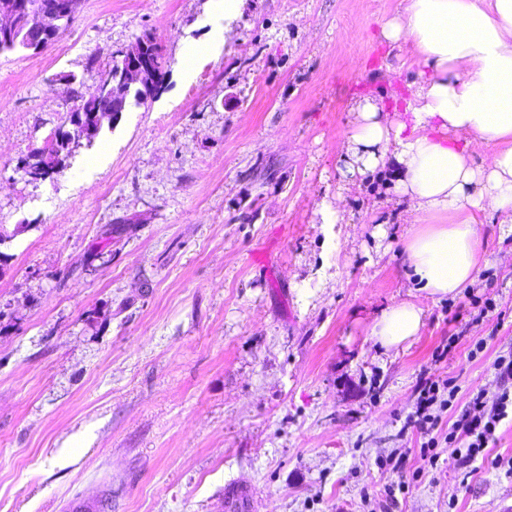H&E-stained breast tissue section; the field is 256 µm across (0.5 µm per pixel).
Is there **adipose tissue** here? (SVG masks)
Here are the masks:
<instances>
[{
    "label": "adipose tissue",
    "instance_id": "1",
    "mask_svg": "<svg viewBox=\"0 0 512 512\" xmlns=\"http://www.w3.org/2000/svg\"><path fill=\"white\" fill-rule=\"evenodd\" d=\"M382 36L411 46L431 73L410 84L404 111L356 102L345 173L394 168L396 192L432 219L408 236V266L430 297H454L480 271L477 214L499 216L512 233V0H404ZM472 137L495 147L486 166L471 162ZM422 325V308L404 301L370 334L391 349Z\"/></svg>",
    "mask_w": 512,
    "mask_h": 512
}]
</instances>
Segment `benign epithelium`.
Segmentation results:
<instances>
[{
	"label": "benign epithelium",
	"mask_w": 512,
	"mask_h": 512,
	"mask_svg": "<svg viewBox=\"0 0 512 512\" xmlns=\"http://www.w3.org/2000/svg\"><path fill=\"white\" fill-rule=\"evenodd\" d=\"M76 0H39L34 5L26 0H0V47L10 46L15 41L17 18L20 12H26V33L30 43L43 47L73 17ZM159 47L154 45L153 37L145 33L136 38L128 47L114 55V69L101 75L97 91L92 99L100 98L104 93L121 100L133 84H139L135 97L145 102L155 96L162 85L158 83L157 73L149 60V55H157ZM90 99V100H92ZM90 100H85L70 113V127L59 126L53 129L34 158L40 175L49 176L66 166V160L57 147L67 144L74 148L81 140L91 141L95 134V121L98 114L91 111Z\"/></svg>",
	"instance_id": "obj_1"
}]
</instances>
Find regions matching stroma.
Segmentation results:
<instances>
[{
    "label": "stroma",
    "instance_id": "35a3bbf8",
    "mask_svg": "<svg viewBox=\"0 0 512 512\" xmlns=\"http://www.w3.org/2000/svg\"><path fill=\"white\" fill-rule=\"evenodd\" d=\"M402 6L82 0L47 48L0 55V512H224L233 480L261 512H512V420L468 475L407 424L421 374L457 388L446 429L501 392L512 234L478 215L477 279L433 299L392 169L344 175L353 104L393 110L425 69L381 34ZM146 32L164 91L28 182L20 161ZM403 301L421 331L380 347ZM422 325V308L404 301L384 310L374 320L370 334L381 346L391 349L418 336Z\"/></svg>",
    "mask_w": 512,
    "mask_h": 512
}]
</instances>
